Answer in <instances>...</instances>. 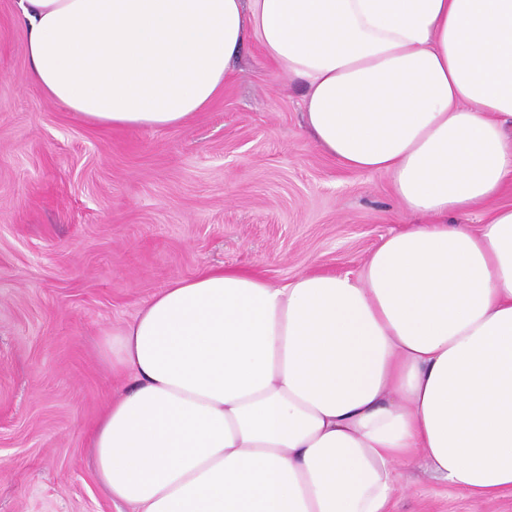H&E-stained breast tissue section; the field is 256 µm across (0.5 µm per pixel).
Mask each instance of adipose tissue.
<instances>
[{
    "mask_svg": "<svg viewBox=\"0 0 512 512\" xmlns=\"http://www.w3.org/2000/svg\"><path fill=\"white\" fill-rule=\"evenodd\" d=\"M32 81L90 126L206 110L245 43L305 91L315 143L425 224L358 274L178 279L102 332L134 384L90 436L131 512H389L423 456L512 490V0H19ZM488 213L479 229L453 214Z\"/></svg>",
    "mask_w": 512,
    "mask_h": 512,
    "instance_id": "1",
    "label": "adipose tissue"
}]
</instances>
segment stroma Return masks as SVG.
Returning a JSON list of instances; mask_svg holds the SVG:
<instances>
[{
    "label": "stroma",
    "mask_w": 512,
    "mask_h": 512,
    "mask_svg": "<svg viewBox=\"0 0 512 512\" xmlns=\"http://www.w3.org/2000/svg\"><path fill=\"white\" fill-rule=\"evenodd\" d=\"M17 0H0V512H128L89 434L122 383L104 328L206 268L282 285L358 273L402 212L387 176L340 167L302 118L301 86L247 43L224 93L184 125L94 128L30 78ZM391 512H512L422 462Z\"/></svg>",
    "instance_id": "obj_1"
}]
</instances>
